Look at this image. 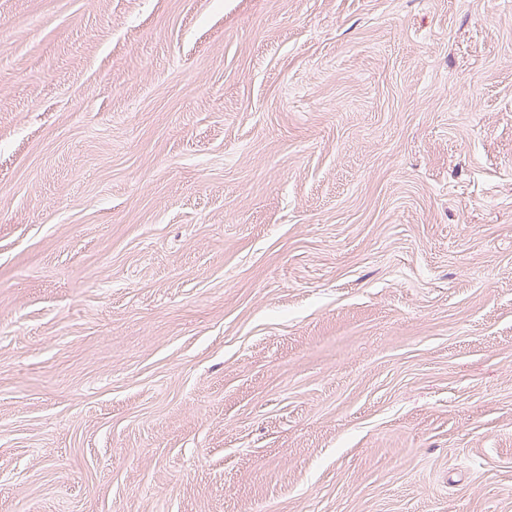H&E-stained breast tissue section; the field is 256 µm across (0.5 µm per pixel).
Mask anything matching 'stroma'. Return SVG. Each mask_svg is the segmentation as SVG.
<instances>
[{
    "instance_id": "stroma-1",
    "label": "stroma",
    "mask_w": 512,
    "mask_h": 512,
    "mask_svg": "<svg viewBox=\"0 0 512 512\" xmlns=\"http://www.w3.org/2000/svg\"><path fill=\"white\" fill-rule=\"evenodd\" d=\"M0 512H512V0H0Z\"/></svg>"
}]
</instances>
